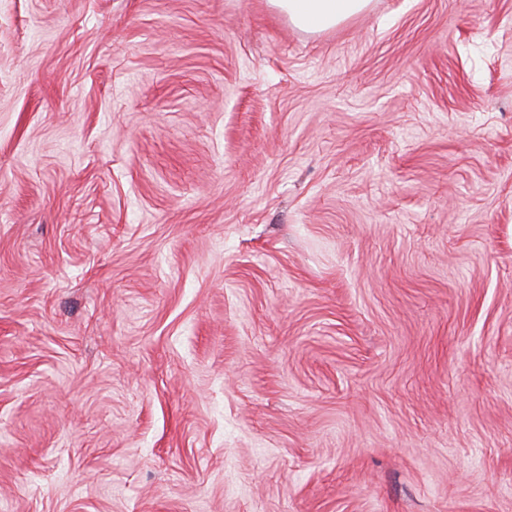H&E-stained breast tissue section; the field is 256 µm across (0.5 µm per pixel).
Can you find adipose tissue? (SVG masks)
Instances as JSON below:
<instances>
[{
	"label": "adipose tissue",
	"instance_id": "1",
	"mask_svg": "<svg viewBox=\"0 0 512 512\" xmlns=\"http://www.w3.org/2000/svg\"><path fill=\"white\" fill-rule=\"evenodd\" d=\"M296 26L322 31L366 10L369 0H271Z\"/></svg>",
	"mask_w": 512,
	"mask_h": 512
}]
</instances>
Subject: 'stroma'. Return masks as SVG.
I'll return each mask as SVG.
<instances>
[{"instance_id":"obj_1","label":"stroma","mask_w":512,"mask_h":512,"mask_svg":"<svg viewBox=\"0 0 512 512\" xmlns=\"http://www.w3.org/2000/svg\"><path fill=\"white\" fill-rule=\"evenodd\" d=\"M0 512H512V0H0ZM296 26L322 31L357 15L370 0H270Z\"/></svg>"}]
</instances>
